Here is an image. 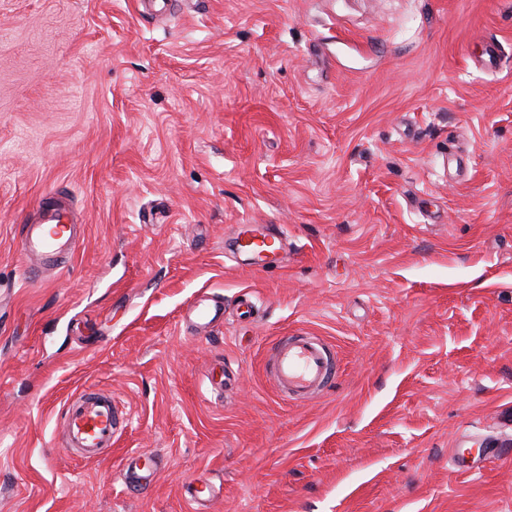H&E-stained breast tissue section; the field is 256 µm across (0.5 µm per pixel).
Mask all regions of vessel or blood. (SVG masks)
<instances>
[{
    "label": "vessel or blood",
    "instance_id": "vessel-or-blood-1",
    "mask_svg": "<svg viewBox=\"0 0 512 512\" xmlns=\"http://www.w3.org/2000/svg\"><path fill=\"white\" fill-rule=\"evenodd\" d=\"M76 214L69 200H47L38 208L35 223L21 228V250L29 257H58L75 247ZM240 243L252 247V259L263 261L279 254L283 243L279 233L243 226ZM192 329L204 334L224 320V308L211 298L200 299L191 309ZM266 371L284 393L298 396L327 386L336 375V361L319 337L284 336L266 364ZM127 417L111 394L102 390H84L71 397L63 410L62 424L70 453L91 458L109 451L122 432ZM158 468L155 454L141 453L127 459L122 469L126 486L140 487L151 483ZM196 512H209L217 494L211 483L192 485L187 489Z\"/></svg>",
    "mask_w": 512,
    "mask_h": 512
}]
</instances>
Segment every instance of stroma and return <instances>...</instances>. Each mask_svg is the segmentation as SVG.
<instances>
[{"label":"stroma","mask_w":512,"mask_h":512,"mask_svg":"<svg viewBox=\"0 0 512 512\" xmlns=\"http://www.w3.org/2000/svg\"><path fill=\"white\" fill-rule=\"evenodd\" d=\"M57 193L80 235L32 281ZM286 333L336 352L304 402ZM89 388L128 423L85 461ZM200 479L212 512H512V0H0V512H193ZM238 240L240 248L243 243L257 250L245 252L241 248L243 252L249 254L252 259L257 261H264L270 257L277 256L283 246L279 233L271 229L260 230L251 225H244L240 229ZM267 247H269V249H265ZM190 313L193 316L192 330L196 334H205L224 321V304L213 298H203L190 309ZM266 371L284 393L303 396L332 381L336 361L319 336H282ZM127 417L112 395L102 390H83L71 397L63 410L66 445L72 455L91 458L112 448ZM158 459L154 453H141L127 459L122 478L127 487H141L151 483L157 473ZM186 492L190 501L196 505V512H209L208 505L217 498V493L209 482H203L197 486L192 484Z\"/></svg>","instance_id":"obj_1"}]
</instances>
